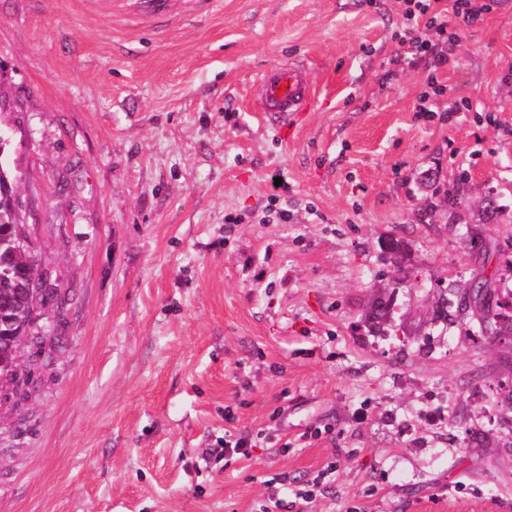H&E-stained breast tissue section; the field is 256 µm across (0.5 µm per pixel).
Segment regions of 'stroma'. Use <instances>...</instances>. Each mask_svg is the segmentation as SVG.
<instances>
[{
    "label": "stroma",
    "mask_w": 512,
    "mask_h": 512,
    "mask_svg": "<svg viewBox=\"0 0 512 512\" xmlns=\"http://www.w3.org/2000/svg\"><path fill=\"white\" fill-rule=\"evenodd\" d=\"M141 2L0 0L56 290L0 402V512H512V339L432 315L476 271L512 292V0L437 69L403 0ZM273 64L313 85L283 122L255 104ZM229 434L252 448L204 463Z\"/></svg>",
    "instance_id": "35a3bbf8"
}]
</instances>
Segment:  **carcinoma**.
I'll return each mask as SVG.
<instances>
[{
	"label": "carcinoma",
	"mask_w": 512,
	"mask_h": 512,
	"mask_svg": "<svg viewBox=\"0 0 512 512\" xmlns=\"http://www.w3.org/2000/svg\"><path fill=\"white\" fill-rule=\"evenodd\" d=\"M7 156L5 146L0 155V390L6 392L20 386L19 366L14 363L16 353L34 332L37 301L50 295V289L37 290L32 285L36 278L35 257L16 242V217L11 204L16 180L7 166ZM462 288L472 290L484 314L497 313L490 280L474 276ZM388 318L389 307L382 300L373 301L364 314L365 322L374 329Z\"/></svg>",
	"instance_id": "cac0c4a2"
}]
</instances>
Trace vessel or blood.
I'll list each match as a JSON object with an SVG mask.
<instances>
[{"label": "vessel or blood", "mask_w": 512, "mask_h": 512, "mask_svg": "<svg viewBox=\"0 0 512 512\" xmlns=\"http://www.w3.org/2000/svg\"><path fill=\"white\" fill-rule=\"evenodd\" d=\"M258 109L284 118L299 111L311 97V84L304 67L276 65L263 71L254 81Z\"/></svg>", "instance_id": "b4317fda"}]
</instances>
